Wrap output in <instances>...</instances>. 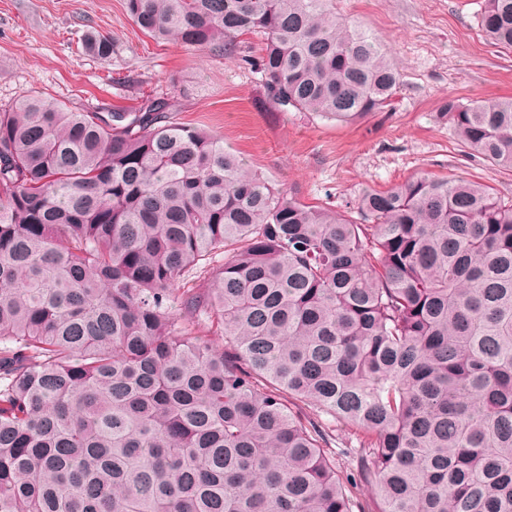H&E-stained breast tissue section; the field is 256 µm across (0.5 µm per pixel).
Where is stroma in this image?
Returning <instances> with one entry per match:
<instances>
[{
  "mask_svg": "<svg viewBox=\"0 0 512 512\" xmlns=\"http://www.w3.org/2000/svg\"><path fill=\"white\" fill-rule=\"evenodd\" d=\"M484 0H336V14L384 39L401 75L393 110L351 123L279 112L237 57L163 46L132 23L123 0H0V107L39 93L99 112L168 100L174 122L217 135L276 187L342 206L416 174L486 184L512 200V171L468 155L442 118V99L512 96V51L477 24ZM96 30L111 57L87 54Z\"/></svg>",
  "mask_w": 512,
  "mask_h": 512,
  "instance_id": "stroma-1",
  "label": "stroma"
}]
</instances>
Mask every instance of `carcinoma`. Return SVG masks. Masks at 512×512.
Segmentation results:
<instances>
[{
    "instance_id": "carcinoma-1",
    "label": "carcinoma",
    "mask_w": 512,
    "mask_h": 512,
    "mask_svg": "<svg viewBox=\"0 0 512 512\" xmlns=\"http://www.w3.org/2000/svg\"><path fill=\"white\" fill-rule=\"evenodd\" d=\"M124 8L157 43L241 55L280 112L349 123L400 91L333 0ZM479 26L512 50V0ZM439 111L512 171V97ZM356 206L275 187L161 98L1 111L0 512H366V489L373 512H512V203L423 174Z\"/></svg>"
}]
</instances>
